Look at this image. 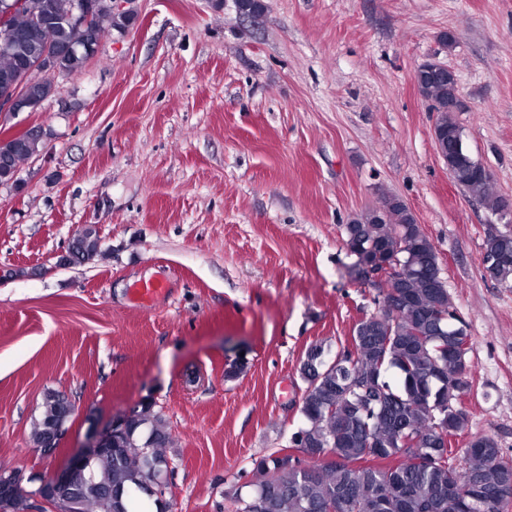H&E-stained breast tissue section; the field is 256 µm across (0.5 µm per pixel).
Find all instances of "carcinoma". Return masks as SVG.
<instances>
[{
	"label": "carcinoma",
	"instance_id": "carcinoma-1",
	"mask_svg": "<svg viewBox=\"0 0 512 512\" xmlns=\"http://www.w3.org/2000/svg\"><path fill=\"white\" fill-rule=\"evenodd\" d=\"M74 0H26V10L9 23L21 36L10 53L0 51V84L20 67L42 57L48 43L59 53L60 74L81 70L88 55L66 49L73 39L65 18ZM242 16L261 18L263 0H240ZM135 24L133 15L112 12V0H97L93 37L122 33ZM418 92L437 113L434 131L448 161L450 176L460 189L498 213L501 195L492 175L483 170L461 142L455 113L463 111L458 79L448 76L415 80ZM57 92L48 80L30 88L31 101L41 106ZM43 136L0 140V161L15 166L40 153ZM345 247L358 254L388 260L391 272L378 285L394 306L382 304L355 325L351 343L330 353L311 347L301 366L305 383L302 424L291 437L298 458L282 448L256 462L261 478L244 484L233 512H448V487L464 491L471 484L485 493L496 491L512 461L503 457L495 436L472 434L467 448H477L466 465L453 443L468 429L469 418L456 402L467 382L462 359L470 336L441 277L436 249L397 196L386 194L345 225ZM69 252L86 261L100 252L96 234L76 238ZM483 262L489 277L512 283V234H488ZM33 441L43 447L50 430L73 413L64 395L49 391ZM416 441L415 447L408 442ZM171 433L161 412L148 404L135 411L119 433L90 454L69 487L56 498L63 512H147L140 495L164 512V492L148 485L151 470L167 468L162 452ZM10 475L0 470V512H23L24 496H5Z\"/></svg>",
	"mask_w": 512,
	"mask_h": 512
}]
</instances>
